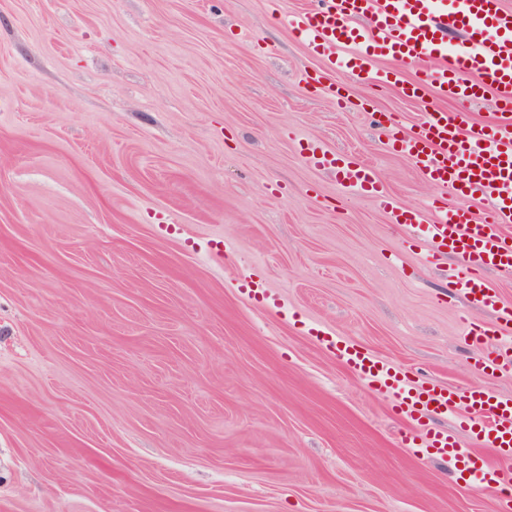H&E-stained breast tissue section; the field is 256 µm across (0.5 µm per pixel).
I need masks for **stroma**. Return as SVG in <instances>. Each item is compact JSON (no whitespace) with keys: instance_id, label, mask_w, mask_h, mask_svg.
<instances>
[{"instance_id":"1","label":"stroma","mask_w":512,"mask_h":512,"mask_svg":"<svg viewBox=\"0 0 512 512\" xmlns=\"http://www.w3.org/2000/svg\"><path fill=\"white\" fill-rule=\"evenodd\" d=\"M305 5L0 0V512H503L318 341L481 380L457 259L301 156L433 192L373 118L420 106L323 70Z\"/></svg>"}]
</instances>
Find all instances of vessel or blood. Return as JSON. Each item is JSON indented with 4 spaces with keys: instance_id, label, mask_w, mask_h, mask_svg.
Returning a JSON list of instances; mask_svg holds the SVG:
<instances>
[{
    "instance_id": "obj_1",
    "label": "vessel or blood",
    "mask_w": 512,
    "mask_h": 512,
    "mask_svg": "<svg viewBox=\"0 0 512 512\" xmlns=\"http://www.w3.org/2000/svg\"><path fill=\"white\" fill-rule=\"evenodd\" d=\"M294 36L328 68L369 80L373 87L400 85L402 94L422 103L418 127L389 139L421 177L459 198L448 205L441 193L425 208L403 207L386 192L373 170L342 153L308 145L303 157L318 168L335 170L342 187L367 193L390 208L408 242L425 260L450 254L461 264L451 292L467 305L463 334L474 366L484 376L512 373V339L502 327L512 322L488 286V271L512 272V9L499 0H307L289 18ZM403 61L417 70L401 82L378 63ZM494 94L500 121L465 125L461 114L444 109L447 100L475 102ZM337 357L353 371L391 394L393 411L411 421L422 415L447 416L457 404L466 414L458 427L473 447H462L454 433L430 432L406 445L421 454L454 462L458 472L486 483L506 485L512 478L482 456L492 449L512 460V398L483 384L463 389L418 387L406 372L374 360L358 346L336 342Z\"/></svg>"
}]
</instances>
